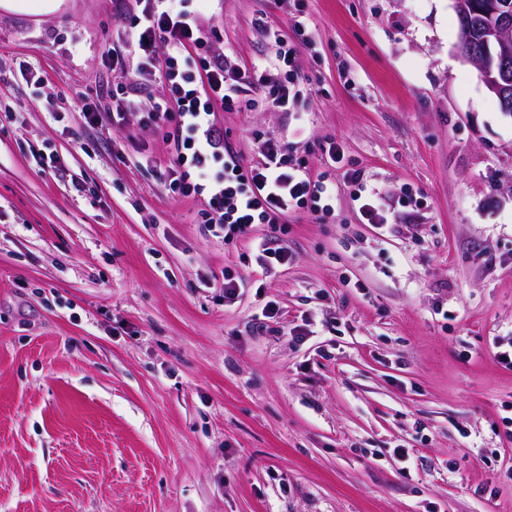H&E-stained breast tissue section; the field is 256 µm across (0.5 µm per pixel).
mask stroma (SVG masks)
<instances>
[{
	"mask_svg": "<svg viewBox=\"0 0 512 512\" xmlns=\"http://www.w3.org/2000/svg\"><path fill=\"white\" fill-rule=\"evenodd\" d=\"M138 10L0 8V512H512V116L453 0H305L304 100L218 113L245 160L261 131L336 185L268 273V225L217 241L164 186L163 132L82 117ZM294 10L206 0L200 22L248 65L270 53L254 17L293 44ZM350 159L387 203L410 188L392 229L359 222ZM464 57L467 61L473 64L481 74L488 89L499 99H505L512 91V78L508 67L503 66L499 72L498 78H491L487 75V61L490 58L488 43L479 50H470L465 52Z\"/></svg>",
	"mask_w": 512,
	"mask_h": 512,
	"instance_id": "1",
	"label": "stroma"
}]
</instances>
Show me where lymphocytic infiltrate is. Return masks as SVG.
Wrapping results in <instances>:
<instances>
[{
	"label": "lymphocytic infiltrate",
	"mask_w": 512,
	"mask_h": 512,
	"mask_svg": "<svg viewBox=\"0 0 512 512\" xmlns=\"http://www.w3.org/2000/svg\"><path fill=\"white\" fill-rule=\"evenodd\" d=\"M205 0H141L129 18L127 52L113 51L112 68L131 75L112 91L113 110L88 112V126L107 127L135 111L140 126L164 132L172 145L166 172L169 190L202 201L199 216L212 237L245 238L257 224H282L288 213L308 210L317 218L334 211L335 187L326 173L311 174L288 143L255 134L258 158L245 162L224 141L217 112H248L264 104L288 111L305 91L299 51L266 16L253 22L274 48L273 56L237 63L231 48L214 47L200 26ZM160 94H151L152 85ZM362 223L379 228L396 214L360 169L346 173Z\"/></svg>",
	"instance_id": "1"
}]
</instances>
